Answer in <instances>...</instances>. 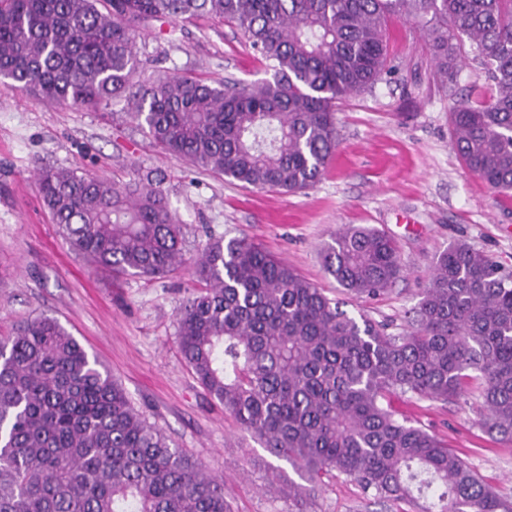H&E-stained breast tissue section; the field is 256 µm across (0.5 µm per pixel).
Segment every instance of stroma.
I'll use <instances>...</instances> for the list:
<instances>
[{
	"mask_svg": "<svg viewBox=\"0 0 512 512\" xmlns=\"http://www.w3.org/2000/svg\"><path fill=\"white\" fill-rule=\"evenodd\" d=\"M388 72L375 89L336 105L338 149L309 189L244 188L185 158L161 152L125 102L74 108L0 84V339L41 315L56 318L97 356L134 407L205 470L223 478L231 512H415L377 499L338 472L313 484L251 437L195 378L177 345L179 313L200 289L194 262L210 239L245 237L342 301L348 314L401 332L427 288L433 263L463 241L512 272V193L498 194L461 165L448 106L485 83L477 65L455 84L435 74L425 29L389 24ZM150 67L212 84L269 78L240 31L194 17L173 34L138 43ZM76 168L109 179H161L183 232L184 262L159 277L93 274L59 234L36 174ZM348 224L392 237L403 273L373 300L345 294L324 269L322 250ZM397 418L441 438L497 494L512 501V443L481 426L480 381L451 401L391 397ZM303 488L291 497L289 485Z\"/></svg>",
	"mask_w": 512,
	"mask_h": 512,
	"instance_id": "obj_1",
	"label": "stroma"
}]
</instances>
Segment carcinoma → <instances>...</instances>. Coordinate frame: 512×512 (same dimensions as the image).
Instances as JSON below:
<instances>
[{
	"label": "carcinoma",
	"mask_w": 512,
	"mask_h": 512,
	"mask_svg": "<svg viewBox=\"0 0 512 512\" xmlns=\"http://www.w3.org/2000/svg\"><path fill=\"white\" fill-rule=\"evenodd\" d=\"M199 13L233 23L272 79L217 86L146 69L137 39ZM396 16L429 18L439 74L480 66L486 93L452 101L462 165L512 191V0H0V81L37 99L96 108L117 99L166 153L244 187L313 186L338 145L336 102L370 90ZM73 251L118 275L183 263L160 184L75 169L38 176ZM324 267L356 298L401 275L396 243L358 224ZM178 347L211 398L267 451L311 474L335 469L418 512H512L435 435L400 420L395 394L448 401L482 381V427L512 442V273L467 243L436 259L398 334L355 318L246 237L210 241ZM0 512H229L224 482L175 447L60 322L42 315L0 340Z\"/></svg>",
	"instance_id": "obj_1"
}]
</instances>
